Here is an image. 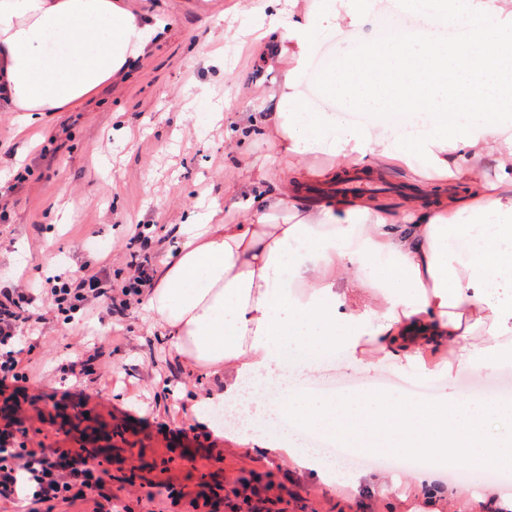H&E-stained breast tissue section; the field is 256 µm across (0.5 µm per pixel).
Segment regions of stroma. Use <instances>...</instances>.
I'll return each instance as SVG.
<instances>
[{
  "instance_id": "obj_1",
  "label": "stroma",
  "mask_w": 512,
  "mask_h": 512,
  "mask_svg": "<svg viewBox=\"0 0 512 512\" xmlns=\"http://www.w3.org/2000/svg\"><path fill=\"white\" fill-rule=\"evenodd\" d=\"M237 0H125L137 16L165 22L144 55L131 59L86 103L37 121L38 141L16 138L19 115L0 111V285L19 275L41 278L109 260L125 266V243L146 224L163 250L197 202L223 203L236 178L230 144L242 108L260 110L275 74H259L247 37L226 42ZM227 98L221 124L203 129L194 98ZM33 351L35 378L0 394V426L14 423L32 448H81L104 473L115 505L150 512L152 497L183 493L170 512H193L190 499L209 496L206 512H231L246 490L261 512H387L345 475L325 487L285 458L273 460L192 420L191 399L209 377L187 369L154 328L144 305L101 312L84 322L44 314ZM95 355L92 373L62 378V362Z\"/></svg>"
}]
</instances>
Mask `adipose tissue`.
<instances>
[{"label":"adipose tissue","mask_w":512,"mask_h":512,"mask_svg":"<svg viewBox=\"0 0 512 512\" xmlns=\"http://www.w3.org/2000/svg\"><path fill=\"white\" fill-rule=\"evenodd\" d=\"M401 8L425 29L362 41L357 29L377 0L249 7L260 17L254 57L281 81L273 106L242 111L241 129L273 139L277 151L225 185V203L246 209L235 222L212 206L187 215L145 307L185 365L213 380L191 406L199 424L210 425L217 403L258 423H301L356 453L425 458L409 474V512H452L460 492L442 481L446 469H512V401L306 389L312 369L342 355L367 369L392 360L422 378L456 363L490 377L512 363V0ZM483 15L492 24L474 27ZM341 26L360 54L338 50L320 84L343 111H371L368 127L310 109L299 92L313 48ZM156 34L118 0H0V103L12 112L74 108ZM318 154L330 157L327 167L312 164ZM394 162L423 189L401 206L301 193L349 165L379 173ZM444 348L455 362L437 360ZM494 422L503 433L492 435ZM228 439L287 456L320 482L330 477L315 451L293 441L259 430Z\"/></svg>","instance_id":"1"}]
</instances>
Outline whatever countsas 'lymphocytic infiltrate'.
Listing matches in <instances>:
<instances>
[{"mask_svg":"<svg viewBox=\"0 0 512 512\" xmlns=\"http://www.w3.org/2000/svg\"><path fill=\"white\" fill-rule=\"evenodd\" d=\"M128 273L113 282L110 267L94 272H66L35 284L24 282L0 288V389L25 383L29 375L22 365L24 348L30 347L21 330L36 324L33 304L44 296L58 316L90 317L101 307L126 310L141 303L153 286V261L157 255L142 228H135L125 244ZM104 480L88 467L83 453L27 447L11 429H0V500L25 502L37 512H57L59 505L100 497Z\"/></svg>","mask_w":512,"mask_h":512,"instance_id":"lymphocytic-infiltrate-1","label":"lymphocytic infiltrate"}]
</instances>
